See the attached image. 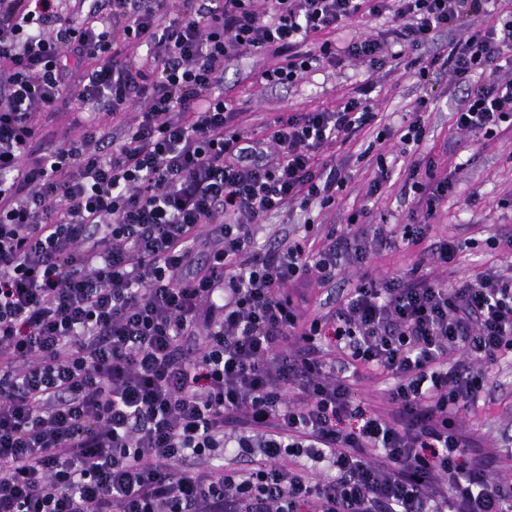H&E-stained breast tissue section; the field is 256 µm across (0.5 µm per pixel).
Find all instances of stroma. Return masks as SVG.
Wrapping results in <instances>:
<instances>
[{"label":"stroma","mask_w":512,"mask_h":512,"mask_svg":"<svg viewBox=\"0 0 512 512\" xmlns=\"http://www.w3.org/2000/svg\"><path fill=\"white\" fill-rule=\"evenodd\" d=\"M263 62L262 56L247 52L224 73V93L241 111L263 116L314 107L331 108L336 105L343 85L349 83L368 90L377 114L376 122L356 144L345 146L336 154L337 161L349 174L341 201L330 209L312 207L311 221L343 228L352 210L367 204L371 207V222H379L381 216L387 215L393 222L407 223L409 206L404 201V169L408 159L402 154L403 145L397 131L403 114L412 111L416 102L429 92L433 95L428 107L431 132L422 151L454 170V188L439 209L430 238L434 241L466 239L470 246L447 268L435 270L427 265L423 271L455 283L476 280L490 268L512 266V249L504 246L493 249L487 244L489 236L512 233V131H501L483 142L455 133L451 128V114L462 98V90L449 82L447 74L434 73L425 86L413 75L399 70L385 67L371 73L358 65L347 69L342 77L327 68L296 85L260 91L252 86L249 73ZM385 128L390 130V138L377 141V133ZM367 148L397 160L390 180L374 194L369 191L374 166L363 155ZM465 423L489 459L492 476L512 480V461L505 458L502 450L505 437L512 436V358L502 360L499 370L489 380L486 396L466 416Z\"/></svg>","instance_id":"stroma-1"}]
</instances>
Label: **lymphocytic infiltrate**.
I'll use <instances>...</instances> for the list:
<instances>
[{
    "label": "lymphocytic infiltrate",
    "mask_w": 512,
    "mask_h": 512,
    "mask_svg": "<svg viewBox=\"0 0 512 512\" xmlns=\"http://www.w3.org/2000/svg\"><path fill=\"white\" fill-rule=\"evenodd\" d=\"M494 2L91 0L75 26L60 0H0V512H512L460 424L512 355V275L366 269L398 245L455 259L462 242L427 241L451 177L412 160L408 223L363 207L258 242L336 205V154L377 114L355 88L255 122L222 89L247 51L269 58L259 89L439 70L464 90L453 130L488 139L512 128V9ZM386 14L391 40L336 42ZM71 102L91 108L82 133L39 147V116ZM310 284L337 290L313 315L294 296ZM363 368L391 379L387 412L355 399Z\"/></svg>",
    "instance_id": "obj_1"
}]
</instances>
